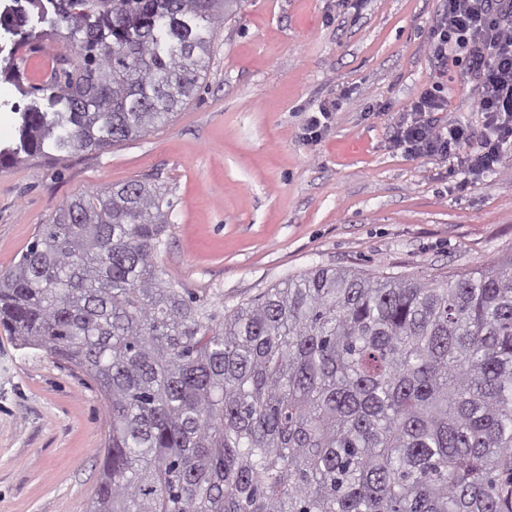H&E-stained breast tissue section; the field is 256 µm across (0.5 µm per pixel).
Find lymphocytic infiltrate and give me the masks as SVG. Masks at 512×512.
Here are the masks:
<instances>
[{
    "label": "lymphocytic infiltrate",
    "mask_w": 512,
    "mask_h": 512,
    "mask_svg": "<svg viewBox=\"0 0 512 512\" xmlns=\"http://www.w3.org/2000/svg\"><path fill=\"white\" fill-rule=\"evenodd\" d=\"M436 24L433 62L438 71L461 67L473 85L476 109L485 126L474 134L469 126L434 123L433 113L448 101L422 92L410 105L409 117L394 131V140L407 152L449 155L465 150L469 174L498 168L505 146L512 145V0H445Z\"/></svg>",
    "instance_id": "f902f5d3"
}]
</instances>
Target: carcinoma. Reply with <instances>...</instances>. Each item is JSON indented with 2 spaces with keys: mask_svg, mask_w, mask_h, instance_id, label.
<instances>
[{
  "mask_svg": "<svg viewBox=\"0 0 512 512\" xmlns=\"http://www.w3.org/2000/svg\"><path fill=\"white\" fill-rule=\"evenodd\" d=\"M82 34L19 146L132 140L194 94L243 0H26ZM68 200L0 277V327L88 373L111 426L88 512H512V255L420 280L311 269L229 311L162 279L169 211Z\"/></svg>",
  "mask_w": 512,
  "mask_h": 512,
  "instance_id": "obj_1",
  "label": "carcinoma"
}]
</instances>
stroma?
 I'll list each match as a JSON object with an SVG mask.
<instances>
[{
  "instance_id": "35a3bbf8",
  "label": "stroma",
  "mask_w": 512,
  "mask_h": 512,
  "mask_svg": "<svg viewBox=\"0 0 512 512\" xmlns=\"http://www.w3.org/2000/svg\"><path fill=\"white\" fill-rule=\"evenodd\" d=\"M444 0H245L225 20L191 100L145 136L0 164V275L74 195L155 178L170 201L165 280L233 309L316 267L439 279L512 255V148L470 175L411 155L392 129L432 83L438 124L483 129L470 83L431 58ZM0 29V150L19 142L45 64L72 40ZM339 108L316 141L310 113ZM110 419L92 378L0 330V512H86Z\"/></svg>"
}]
</instances>
